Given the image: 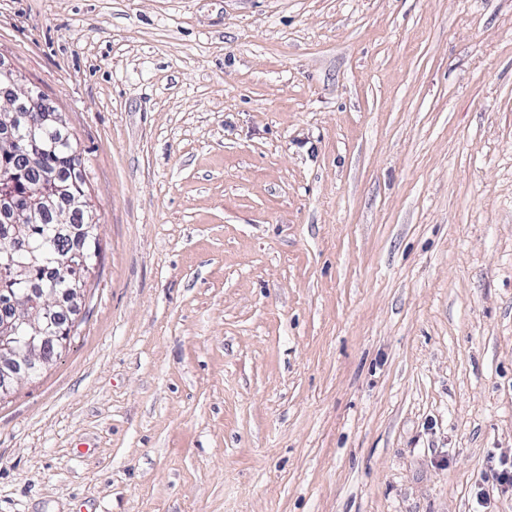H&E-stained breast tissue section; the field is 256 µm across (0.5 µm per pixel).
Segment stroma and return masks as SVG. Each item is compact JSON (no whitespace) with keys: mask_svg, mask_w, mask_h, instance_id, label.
I'll return each mask as SVG.
<instances>
[{"mask_svg":"<svg viewBox=\"0 0 512 512\" xmlns=\"http://www.w3.org/2000/svg\"><path fill=\"white\" fill-rule=\"evenodd\" d=\"M102 254L0 402V512H512V0H0Z\"/></svg>","mask_w":512,"mask_h":512,"instance_id":"obj_1","label":"stroma"}]
</instances>
